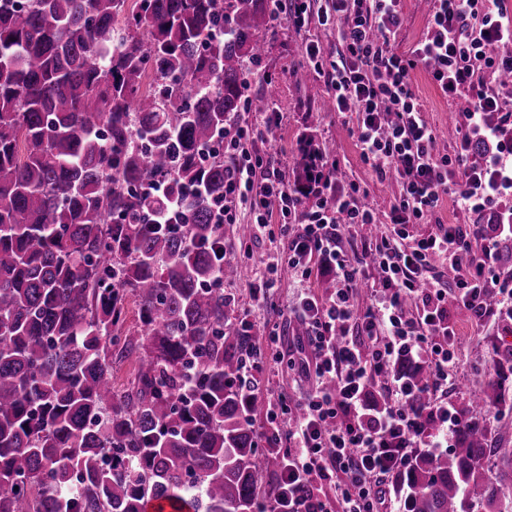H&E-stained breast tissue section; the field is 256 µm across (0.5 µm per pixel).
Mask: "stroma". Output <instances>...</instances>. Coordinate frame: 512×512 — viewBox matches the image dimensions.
<instances>
[{"mask_svg": "<svg viewBox=\"0 0 512 512\" xmlns=\"http://www.w3.org/2000/svg\"><path fill=\"white\" fill-rule=\"evenodd\" d=\"M309 35L318 38L325 52L338 51L339 45L331 30L313 25L298 31L288 27L268 40L264 58L251 69L247 86L254 105H264V80L271 76L279 83L277 103L285 115L282 125L269 135L266 142L261 143L260 148L272 158L297 162L300 134L304 127H313L320 144L339 159V178L366 186L378 212H385L400 187L396 182L378 179L371 168L363 163L356 145L355 113L337 114L323 110L322 103L328 94L322 77L313 76L303 86L296 85L292 80L293 71L306 62L304 40ZM413 86L427 110L429 121L437 129L440 147L449 148L456 138L457 129L448 122L447 101L440 96L424 71H416ZM224 231L227 253L242 267L240 278L224 286L225 293L235 299L234 322L253 323L256 330L262 333L272 327L279 332L277 343L266 349L263 367L257 375L267 403L273 405L280 396L299 394L308 386L305 379L289 369L285 360L288 349L297 345L296 332L288 324L287 307L300 292L301 285L287 263H279L276 273L278 283L273 294L267 302L255 301L254 291L261 283L266 266L281 251L282 245L267 231L252 225L249 215L243 213L238 214L236 223L225 225ZM449 310L462 338L453 370L456 384L448 389L449 403L462 407L473 392L491 387L511 396L512 373H486L481 365L503 344L512 343V318L498 314L484 328L478 329L462 306L453 303Z\"/></svg>", "mask_w": 512, "mask_h": 512, "instance_id": "obj_1", "label": "stroma"}]
</instances>
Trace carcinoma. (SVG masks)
<instances>
[{
    "label": "carcinoma",
    "instance_id": "1",
    "mask_svg": "<svg viewBox=\"0 0 512 512\" xmlns=\"http://www.w3.org/2000/svg\"><path fill=\"white\" fill-rule=\"evenodd\" d=\"M278 0H0V512H256L272 494L231 322L224 155ZM183 197L178 226L154 223ZM141 339L116 349L129 310ZM133 365L122 392L112 357ZM475 394L416 454L404 512H512V448ZM503 468L490 476L486 464Z\"/></svg>",
    "mask_w": 512,
    "mask_h": 512
}]
</instances>
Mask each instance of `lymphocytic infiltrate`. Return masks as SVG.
Wrapping results in <instances>:
<instances>
[{
  "instance_id": "f902f5d3",
  "label": "lymphocytic infiltrate",
  "mask_w": 512,
  "mask_h": 512,
  "mask_svg": "<svg viewBox=\"0 0 512 512\" xmlns=\"http://www.w3.org/2000/svg\"><path fill=\"white\" fill-rule=\"evenodd\" d=\"M427 26L409 48L398 35L403 0H293L276 24L316 19L332 29L342 50L330 56L317 41L305 43L307 65L325 81L331 107L357 117V146L380 179L395 178L398 196L386 214L388 234L348 251L340 231L376 223L367 187L337 179L338 160L313 140L299 143L303 164L272 165L256 144L284 119L276 103L228 128L224 155L233 164L224 182L222 223L247 210L253 223L276 224L284 260L300 282L314 270L336 279L323 298L301 291L291 306L304 327L307 354L299 370L312 388L282 398L270 422L286 433L263 434L265 450L282 459L274 494L259 512H395L387 479L404 470L417 449L440 454L458 430L453 407L440 398L457 360L459 336L449 303L466 308L485 326L495 308L512 307V273L499 268L503 243L512 242V106L488 86L490 77L512 74V14L489 0H430ZM459 108L463 120L451 150L441 149L436 128L416 96L413 73ZM496 115V123L485 120ZM453 193L473 224H439L412 239L410 229L431 222L440 197ZM480 240L472 248L471 240ZM378 277L367 305H359L363 263ZM453 271L449 283L430 277ZM428 370L418 384L394 376L401 359ZM382 387L385 404L370 393ZM334 480L336 496L320 494L316 480Z\"/></svg>"
}]
</instances>
